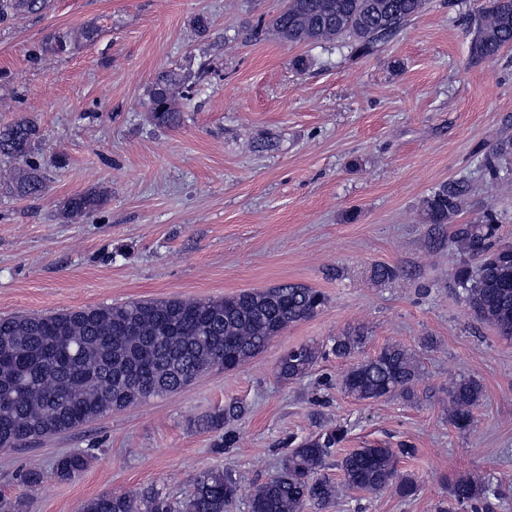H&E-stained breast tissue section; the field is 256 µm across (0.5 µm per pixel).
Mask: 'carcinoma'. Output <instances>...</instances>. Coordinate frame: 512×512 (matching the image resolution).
Here are the masks:
<instances>
[{
	"label": "carcinoma",
	"mask_w": 512,
	"mask_h": 512,
	"mask_svg": "<svg viewBox=\"0 0 512 512\" xmlns=\"http://www.w3.org/2000/svg\"><path fill=\"white\" fill-rule=\"evenodd\" d=\"M428 0H288L271 27L291 43L334 44L369 54L386 43L427 8ZM48 0H0V24L38 14ZM471 35L475 63L512 49V0H485L461 16ZM93 26L60 31L35 53L67 54L93 41ZM179 68L159 72L147 91V108L155 125L180 123L185 102L195 91ZM39 127L20 118L0 128V160L19 165L12 192L38 198L46 190L35 151ZM464 180L436 187L424 201L429 224H445L468 193ZM108 192L90 189L63 203V215L79 220L98 211ZM488 217L459 224L451 243L463 256L451 279L477 320L512 338V244L496 237ZM325 295L302 283H284L260 291H243L217 299L136 300L50 314L0 317V449L22 448L48 435L79 430L95 419L191 384L216 364L238 368L262 351L288 326L308 319L325 305ZM368 331L356 326L333 339L329 351L302 344L286 351L278 375L305 377L331 353L348 359L364 347ZM420 372L414 355L387 344L374 356L352 365L343 376L345 391L359 400L414 396ZM483 385L462 377L448 388V420L470 428ZM241 412L230 403L205 426L218 429ZM344 440L340 428L325 429L291 449L277 471L250 495V512H306L336 497V484L322 475L333 464L352 489L380 494L393 489L403 498L417 493L412 477L398 470L410 448H357L334 458ZM89 465L85 453H69L54 464L60 480H70ZM193 493L174 504L155 486L105 493L86 500L81 512H225L238 495L233 475L219 469L198 472ZM450 501L473 512H496L502 485L485 474L460 477L448 485Z\"/></svg>",
	"instance_id": "obj_1"
}]
</instances>
